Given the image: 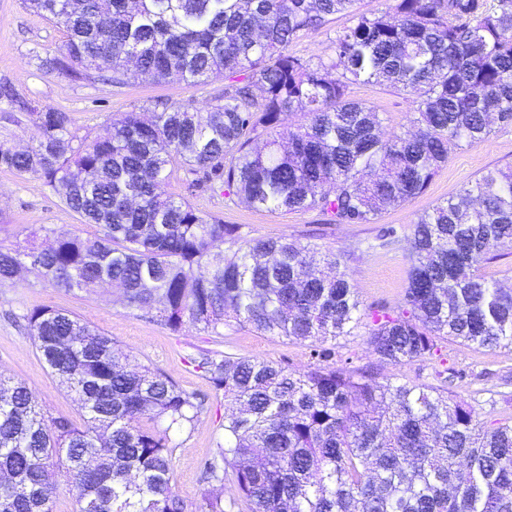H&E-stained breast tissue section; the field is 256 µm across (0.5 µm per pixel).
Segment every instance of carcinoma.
<instances>
[{
  "mask_svg": "<svg viewBox=\"0 0 512 512\" xmlns=\"http://www.w3.org/2000/svg\"><path fill=\"white\" fill-rule=\"evenodd\" d=\"M385 2L363 13L358 0H112L104 25L97 0L78 13L69 0H24L67 28L46 60L59 75L190 85L224 75V102L204 117L126 112L79 137L48 108L25 150L0 143L1 169L41 180L100 229L0 246V288L20 268L67 291L110 281L171 329L187 319L218 335L232 320L311 349L307 370L219 352L192 359L231 407L200 512H224L229 478L247 512H512V422L487 423L447 391L339 366L327 346L364 321L393 366L434 355L443 339L511 349L512 289L481 272L512 241L511 165L418 216L398 312L361 309L336 255L319 270L299 240L245 241L166 190L180 165L257 209L373 224L423 194L455 148L484 141L494 122L512 125V0ZM338 16L349 25L330 55L290 53ZM361 82L409 96L411 126L383 137L379 112L348 97ZM24 319L83 424L46 415L0 375V512H53L63 481L79 490L74 512H186L171 459L173 435L202 411L195 396L62 309Z\"/></svg>",
  "mask_w": 512,
  "mask_h": 512,
  "instance_id": "1",
  "label": "carcinoma"
}]
</instances>
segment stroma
<instances>
[{"mask_svg": "<svg viewBox=\"0 0 512 512\" xmlns=\"http://www.w3.org/2000/svg\"><path fill=\"white\" fill-rule=\"evenodd\" d=\"M67 40L65 28L27 9L22 0H0V142L24 147L36 133L31 108L68 113L78 135L97 131L126 112L151 113L179 107L206 114L224 93L217 77L198 85L178 79L153 84L131 79L123 84L107 80L72 79L48 71L43 61ZM351 99L373 106L384 120L385 132L409 126L411 98L380 83L350 85ZM512 164V126H493L486 142L452 151L426 192L385 211L373 224H331L319 210L266 211L231 200L227 191L208 182L191 185L190 174L175 168L167 190L186 197L203 216L235 224L247 239L288 237L338 255L363 308L379 305L398 310L403 303L410 267L408 238L418 216L436 202L455 195L485 170ZM68 226L85 236L96 228L81 222L60 197L28 175L0 169V245L25 246L28 235L44 242L47 229ZM117 289L99 293L65 291L27 273L14 285L0 288V374L28 386L49 415L80 420L81 411L69 393L40 361L20 315L38 306L67 310L112 338L116 347L140 363L161 369L188 392L204 396V409L191 427L177 435L172 458L175 490L188 512L200 502L202 466L224 440L227 407L223 393L196 371L192 360L221 351L234 358L265 359L291 369L313 362L309 348L281 336H270L234 323L222 337L202 326L184 323L172 330L161 325L154 311L120 303ZM365 326L337 338L336 359L353 369H377L380 377L398 378L438 389L470 404L483 420L512 418V350L467 347L447 340L439 356L401 367L379 363L366 342ZM458 377L447 381L445 370Z\"/></svg>", "mask_w": 512, "mask_h": 512, "instance_id": "stroma-1", "label": "stroma"}]
</instances>
